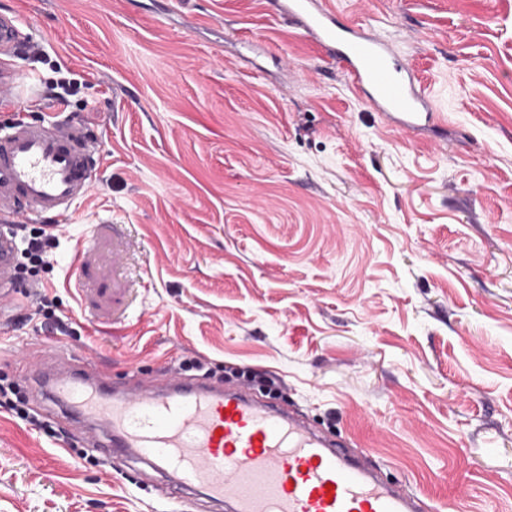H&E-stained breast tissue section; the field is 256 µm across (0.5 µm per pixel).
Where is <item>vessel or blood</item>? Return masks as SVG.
Wrapping results in <instances>:
<instances>
[{
    "label": "vessel or blood",
    "instance_id": "obj_1",
    "mask_svg": "<svg viewBox=\"0 0 512 512\" xmlns=\"http://www.w3.org/2000/svg\"><path fill=\"white\" fill-rule=\"evenodd\" d=\"M269 4L342 64L351 90L387 124L414 136L439 127L442 115L389 38L342 21L328 0ZM19 24L0 14V84L25 92L33 85L13 60L28 40ZM98 164L82 126L17 117L0 128L1 297H16L17 225L68 220ZM19 362L81 437L161 474L164 497L177 499L181 512H198L204 499L226 512H419L415 495L385 480L368 452L348 453L246 384L170 373L116 390L73 364L37 367L25 353Z\"/></svg>",
    "mask_w": 512,
    "mask_h": 512
}]
</instances>
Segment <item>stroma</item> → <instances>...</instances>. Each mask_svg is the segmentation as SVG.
Returning <instances> with one entry per match:
<instances>
[{
    "instance_id": "1",
    "label": "stroma",
    "mask_w": 512,
    "mask_h": 512,
    "mask_svg": "<svg viewBox=\"0 0 512 512\" xmlns=\"http://www.w3.org/2000/svg\"><path fill=\"white\" fill-rule=\"evenodd\" d=\"M0 0L33 28L18 57L101 156L48 264L19 257L0 378L51 347L112 385L193 357L282 387L370 452L424 512H512V0H332L394 38L448 121L388 127L266 0ZM68 321L69 335L54 327ZM0 406V512H177L139 463L109 462L49 403ZM468 465L457 466L458 448Z\"/></svg>"
}]
</instances>
